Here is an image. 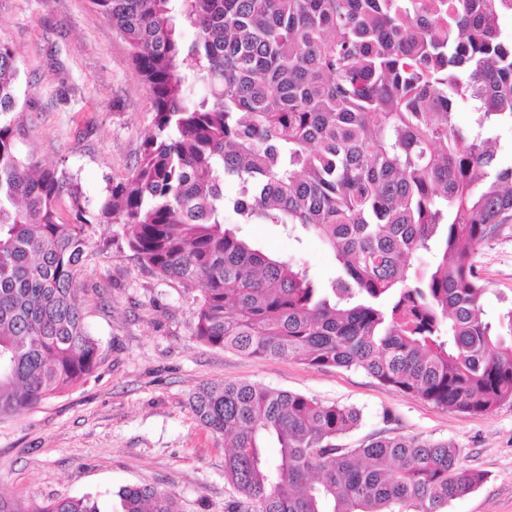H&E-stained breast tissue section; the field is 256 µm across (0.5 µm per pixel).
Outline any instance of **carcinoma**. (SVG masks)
Instances as JSON below:
<instances>
[{
	"label": "carcinoma",
	"mask_w": 512,
	"mask_h": 512,
	"mask_svg": "<svg viewBox=\"0 0 512 512\" xmlns=\"http://www.w3.org/2000/svg\"><path fill=\"white\" fill-rule=\"evenodd\" d=\"M90 2L149 88L152 129L129 175L90 207L21 148L32 84L0 44L1 417L100 361L79 288L89 224L123 225L143 270L200 289L193 335L211 347L358 369L464 414L512 402V305L483 317L475 266L512 223V161L499 154V131L512 129L501 25L512 0ZM242 224L317 236L336 276L326 285L266 253ZM191 407L230 440L225 512H444L485 479L448 442L383 434L340 446L360 410L298 393L207 383ZM119 498L121 512H180L154 487ZM0 512L100 509L81 496L0 499Z\"/></svg>",
	"instance_id": "obj_1"
}]
</instances>
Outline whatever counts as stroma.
Listing matches in <instances>:
<instances>
[{
	"label": "stroma",
	"instance_id": "35a3bbf8",
	"mask_svg": "<svg viewBox=\"0 0 512 512\" xmlns=\"http://www.w3.org/2000/svg\"><path fill=\"white\" fill-rule=\"evenodd\" d=\"M0 43L19 53L36 86L24 112L29 147L96 205L128 175L152 125L150 94L125 42L90 0H0ZM241 233L321 282L336 275L332 253L312 235L296 239L272 224ZM86 234L92 256L80 277L82 302L101 360L85 383L0 420L1 499L88 495L101 512H119L120 489L148 485L173 496L181 512H224L235 495L224 479V439L198 421L190 401L203 384L245 381L356 407L362 423L342 438L346 447L377 433L449 441L486 480L447 512H512V403L451 412L359 370L210 347L193 334L191 296L141 269L122 225L95 224ZM475 261L492 318L512 304V224L500 225Z\"/></svg>",
	"mask_w": 512,
	"mask_h": 512
}]
</instances>
